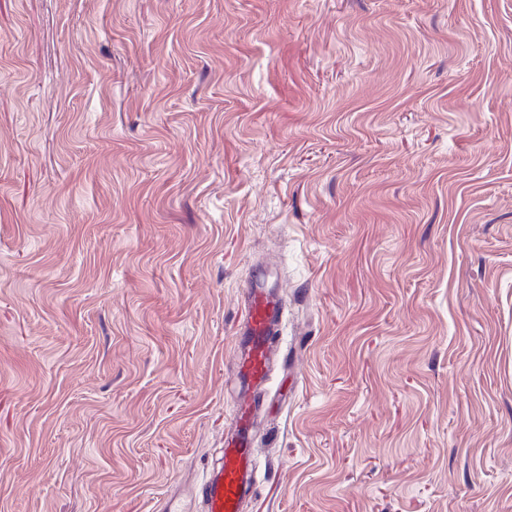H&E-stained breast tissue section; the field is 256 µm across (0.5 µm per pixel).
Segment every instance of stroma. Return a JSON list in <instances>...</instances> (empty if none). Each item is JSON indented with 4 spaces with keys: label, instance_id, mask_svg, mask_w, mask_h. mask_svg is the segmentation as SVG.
Segmentation results:
<instances>
[{
    "label": "stroma",
    "instance_id": "35a3bbf8",
    "mask_svg": "<svg viewBox=\"0 0 512 512\" xmlns=\"http://www.w3.org/2000/svg\"><path fill=\"white\" fill-rule=\"evenodd\" d=\"M282 297L243 512H512V0H0V512H158Z\"/></svg>",
    "mask_w": 512,
    "mask_h": 512
}]
</instances>
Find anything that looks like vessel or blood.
Masks as SVG:
<instances>
[{
  "instance_id": "1",
  "label": "vessel or blood",
  "mask_w": 512,
  "mask_h": 512,
  "mask_svg": "<svg viewBox=\"0 0 512 512\" xmlns=\"http://www.w3.org/2000/svg\"><path fill=\"white\" fill-rule=\"evenodd\" d=\"M285 305L264 277L251 280L237 330L235 372L239 391L232 431L224 439L222 459L190 489L162 499L160 512H243L254 489L251 438L259 396L269 385L274 360L272 339L279 331Z\"/></svg>"
}]
</instances>
